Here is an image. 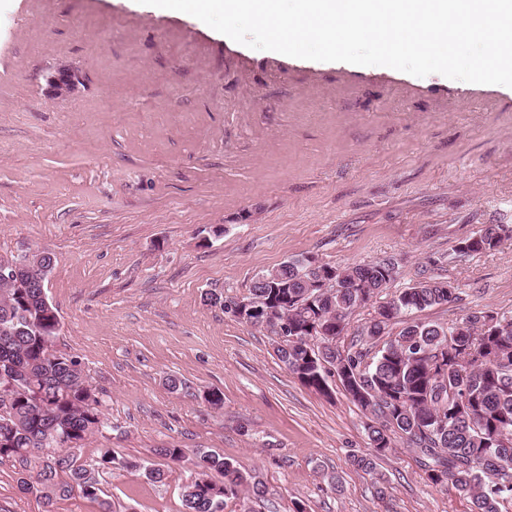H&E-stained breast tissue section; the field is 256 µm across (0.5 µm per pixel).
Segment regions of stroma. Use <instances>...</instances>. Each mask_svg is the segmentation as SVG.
<instances>
[{
	"mask_svg": "<svg viewBox=\"0 0 512 512\" xmlns=\"http://www.w3.org/2000/svg\"><path fill=\"white\" fill-rule=\"evenodd\" d=\"M61 69L78 83L59 98ZM488 224L512 225V87L255 50L138 0H0V254L53 252L55 348L80 361L107 419L74 451L98 469L99 500L56 512H185L199 448L261 480L257 512H470L398 439L378 497L350 464L371 451L362 411L303 386L273 336L224 306L292 258H391L392 290L346 338L429 278L459 298L422 320L511 316L512 238L452 256ZM212 390L222 408L204 402ZM163 446L186 457L159 483L100 465L107 450L154 464ZM20 473L0 461V512H42Z\"/></svg>",
	"mask_w": 512,
	"mask_h": 512,
	"instance_id": "obj_1",
	"label": "stroma"
}]
</instances>
